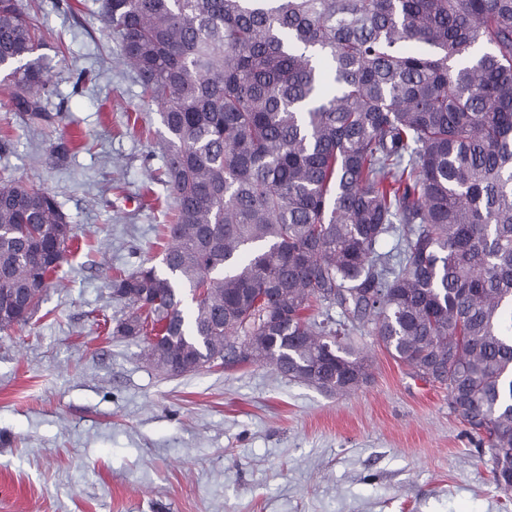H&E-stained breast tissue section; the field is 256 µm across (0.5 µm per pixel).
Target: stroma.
Here are the masks:
<instances>
[{"label": "stroma", "instance_id": "obj_1", "mask_svg": "<svg viewBox=\"0 0 512 512\" xmlns=\"http://www.w3.org/2000/svg\"><path fill=\"white\" fill-rule=\"evenodd\" d=\"M36 2L51 125L0 90V175L49 189L76 239L0 331V512H512L447 390L375 337L357 339L368 382L336 396L261 365L168 376L114 335L133 308L113 276L162 259L164 128L96 0Z\"/></svg>", "mask_w": 512, "mask_h": 512}]
</instances>
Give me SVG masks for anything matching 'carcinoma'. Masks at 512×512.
<instances>
[{"mask_svg":"<svg viewBox=\"0 0 512 512\" xmlns=\"http://www.w3.org/2000/svg\"><path fill=\"white\" fill-rule=\"evenodd\" d=\"M165 129L164 269L112 279L160 371L259 363L329 394L375 336L512 490V0H99ZM38 11L0 0L12 110L47 120ZM73 239L0 176V330ZM200 291L189 310L180 288ZM339 311V319L331 315ZM163 338L157 349L151 337Z\"/></svg>","mask_w":512,"mask_h":512,"instance_id":"obj_1","label":"carcinoma"}]
</instances>
